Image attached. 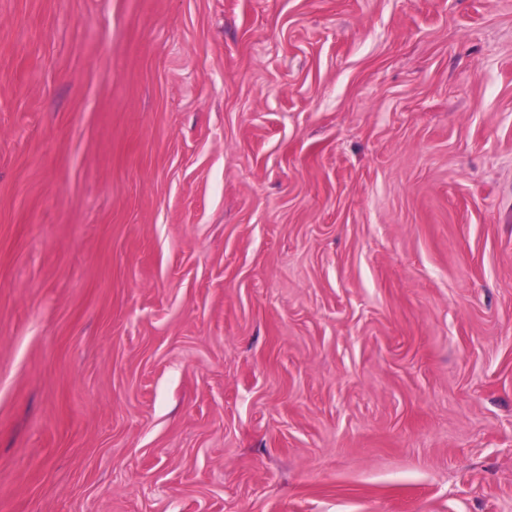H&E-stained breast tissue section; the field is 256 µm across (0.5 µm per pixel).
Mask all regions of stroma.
<instances>
[{
	"instance_id": "35a3bbf8",
	"label": "stroma",
	"mask_w": 512,
	"mask_h": 512,
	"mask_svg": "<svg viewBox=\"0 0 512 512\" xmlns=\"http://www.w3.org/2000/svg\"><path fill=\"white\" fill-rule=\"evenodd\" d=\"M0 512H512V0H0Z\"/></svg>"
}]
</instances>
